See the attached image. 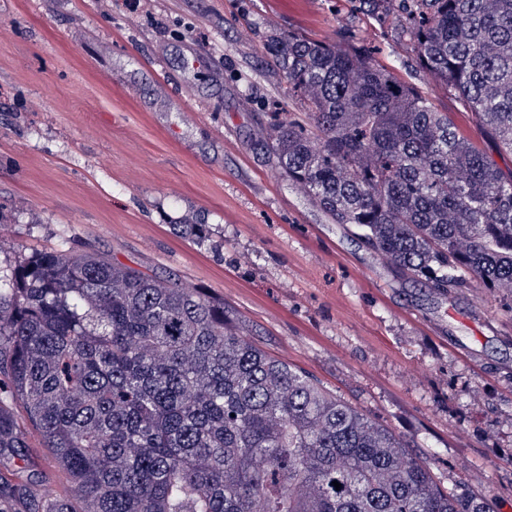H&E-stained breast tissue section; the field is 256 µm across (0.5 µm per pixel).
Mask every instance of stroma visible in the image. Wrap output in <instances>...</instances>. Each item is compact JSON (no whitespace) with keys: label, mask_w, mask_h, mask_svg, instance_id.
Returning a JSON list of instances; mask_svg holds the SVG:
<instances>
[{"label":"stroma","mask_w":512,"mask_h":512,"mask_svg":"<svg viewBox=\"0 0 512 512\" xmlns=\"http://www.w3.org/2000/svg\"><path fill=\"white\" fill-rule=\"evenodd\" d=\"M273 31L375 47L512 170L351 0H0V276L24 255L97 250L210 289L443 490L512 512V294L404 278L282 175L271 124L297 106L263 49Z\"/></svg>","instance_id":"obj_1"}]
</instances>
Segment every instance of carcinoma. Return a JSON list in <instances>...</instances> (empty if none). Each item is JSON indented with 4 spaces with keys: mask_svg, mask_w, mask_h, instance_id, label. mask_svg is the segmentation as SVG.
I'll use <instances>...</instances> for the list:
<instances>
[{
    "mask_svg": "<svg viewBox=\"0 0 512 512\" xmlns=\"http://www.w3.org/2000/svg\"><path fill=\"white\" fill-rule=\"evenodd\" d=\"M359 3L512 154V0ZM265 51L300 107L271 133L285 177L409 279L512 293L511 171L366 49L292 33ZM32 430L48 472L16 464ZM0 512L491 510L255 346L224 298L56 251L0 280Z\"/></svg>",
    "mask_w": 512,
    "mask_h": 512,
    "instance_id": "1",
    "label": "carcinoma"
}]
</instances>
